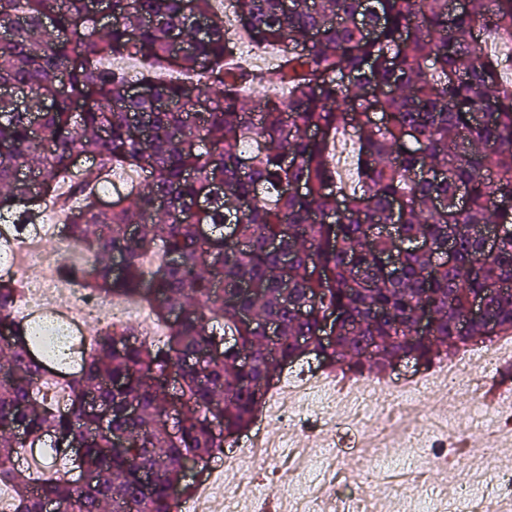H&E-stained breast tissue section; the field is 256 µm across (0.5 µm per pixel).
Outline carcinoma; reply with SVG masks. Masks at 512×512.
I'll return each mask as SVG.
<instances>
[{"instance_id":"1","label":"carcinoma","mask_w":512,"mask_h":512,"mask_svg":"<svg viewBox=\"0 0 512 512\" xmlns=\"http://www.w3.org/2000/svg\"><path fill=\"white\" fill-rule=\"evenodd\" d=\"M455 2L236 0L238 26L281 48L285 94L272 96L264 78L228 66L235 48L215 0H0V215L23 222L48 198L79 201L64 232L96 253L85 287L137 297L166 327L158 342L130 324L97 330L60 411L13 315L18 289L0 276V485L13 512H175L171 491L192 488L185 461L247 432L301 359L380 378L404 358L428 367L512 336V83L484 47L512 38V0ZM349 130L350 186L333 164ZM114 169L146 177L103 208L90 185ZM387 224L431 248L398 251ZM438 251L451 261L435 262ZM394 253L390 270L382 258ZM485 288L500 289L491 320L460 329ZM193 355L202 362L185 363ZM103 413L126 444L96 435L73 458ZM37 445L64 466L20 465V449Z\"/></svg>"}]
</instances>
